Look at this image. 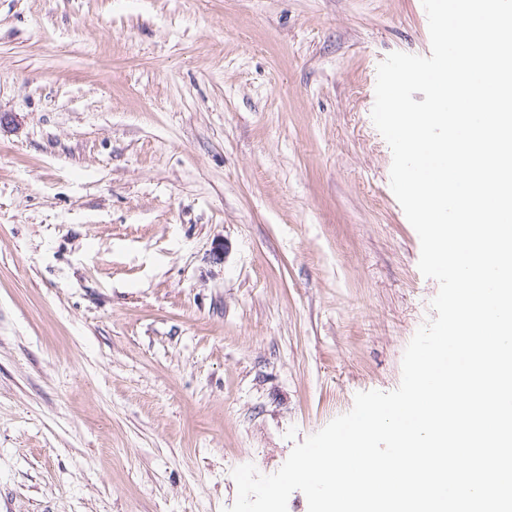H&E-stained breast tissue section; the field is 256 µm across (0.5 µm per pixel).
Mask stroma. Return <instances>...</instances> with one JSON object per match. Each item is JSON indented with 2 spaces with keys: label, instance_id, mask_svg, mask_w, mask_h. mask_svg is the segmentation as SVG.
Wrapping results in <instances>:
<instances>
[{
  "label": "stroma",
  "instance_id": "1",
  "mask_svg": "<svg viewBox=\"0 0 512 512\" xmlns=\"http://www.w3.org/2000/svg\"><path fill=\"white\" fill-rule=\"evenodd\" d=\"M430 50L421 0H0V512H224L399 386L439 284L371 110Z\"/></svg>",
  "mask_w": 512,
  "mask_h": 512
}]
</instances>
